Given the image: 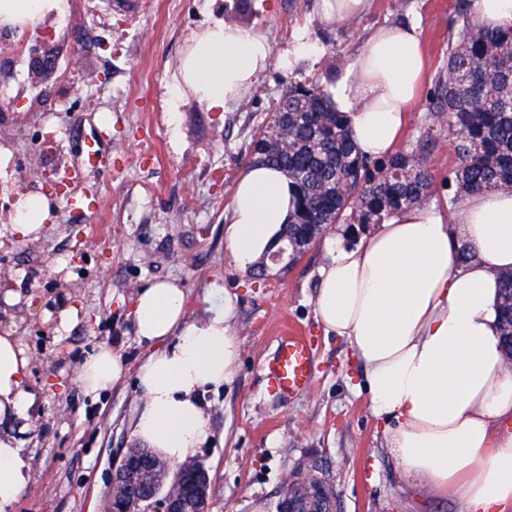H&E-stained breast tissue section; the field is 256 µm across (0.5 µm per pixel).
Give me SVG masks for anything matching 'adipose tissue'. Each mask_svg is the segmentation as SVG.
Returning <instances> with one entry per match:
<instances>
[{
	"label": "adipose tissue",
	"mask_w": 512,
	"mask_h": 512,
	"mask_svg": "<svg viewBox=\"0 0 512 512\" xmlns=\"http://www.w3.org/2000/svg\"><path fill=\"white\" fill-rule=\"evenodd\" d=\"M68 0H0V23L37 26L63 20ZM272 48L253 28L214 22L190 36L174 90H191L211 108L237 101L266 71ZM427 60L417 26H380L356 59L324 77L330 106L345 115L359 150L393 152L419 99ZM295 208L291 180L252 164L235 182L226 248L240 270L253 269L278 243ZM472 258L461 262V249ZM315 312L326 334L347 339L364 366L373 414L406 477L458 499L465 512L512 503V373L498 329L499 276L512 269V190L470 195L461 209L427 203L374 226L354 248L325 241ZM212 304L187 321L182 288L169 281L140 289L132 315L139 343L153 351L136 377L142 402L133 433L162 457L181 462L209 437L199 399L230 382L239 342L234 298L210 286ZM28 359L12 334L0 335V415L23 414ZM111 347L94 350L76 379L91 398L119 382ZM20 449L0 440V512L27 481Z\"/></svg>",
	"instance_id": "obj_1"
}]
</instances>
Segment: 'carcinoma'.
Returning <instances> with one entry per match:
<instances>
[{
	"instance_id": "obj_1",
	"label": "carcinoma",
	"mask_w": 512,
	"mask_h": 512,
	"mask_svg": "<svg viewBox=\"0 0 512 512\" xmlns=\"http://www.w3.org/2000/svg\"><path fill=\"white\" fill-rule=\"evenodd\" d=\"M433 112L448 124L455 165L451 201L512 190V32L463 21L448 42V80ZM397 151L381 161L356 147L343 115L325 103L319 82L289 84L269 120L253 134L251 162L283 170L296 188V210L285 231L306 253L333 224H379L404 208L428 202L433 175L423 151ZM500 335L512 359V271L501 275Z\"/></svg>"
}]
</instances>
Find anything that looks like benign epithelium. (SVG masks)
Instances as JSON below:
<instances>
[{"label": "benign epithelium", "instance_id": "obj_1", "mask_svg": "<svg viewBox=\"0 0 512 512\" xmlns=\"http://www.w3.org/2000/svg\"><path fill=\"white\" fill-rule=\"evenodd\" d=\"M25 28L17 45L29 49L30 78L35 86L46 83L56 69L52 47L41 40L30 39ZM270 261L286 269L297 261V254L282 245ZM152 453L145 448H129L112 469V478L104 498L102 512H210L212 482L208 470L191 460L176 468L148 469L145 461ZM325 503V512H338V493L327 478L311 472H298L288 480V490L279 499L277 512H312L310 507Z\"/></svg>", "mask_w": 512, "mask_h": 512}]
</instances>
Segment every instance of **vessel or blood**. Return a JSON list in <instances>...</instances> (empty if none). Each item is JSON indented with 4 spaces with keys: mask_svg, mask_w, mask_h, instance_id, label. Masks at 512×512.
Listing matches in <instances>:
<instances>
[{
    "mask_svg": "<svg viewBox=\"0 0 512 512\" xmlns=\"http://www.w3.org/2000/svg\"><path fill=\"white\" fill-rule=\"evenodd\" d=\"M311 346L305 336H289L281 340L276 356L267 366L270 386L278 393L295 397L305 393L312 382Z\"/></svg>",
    "mask_w": 512,
    "mask_h": 512,
    "instance_id": "b4317fda",
    "label": "vessel or blood"
}]
</instances>
